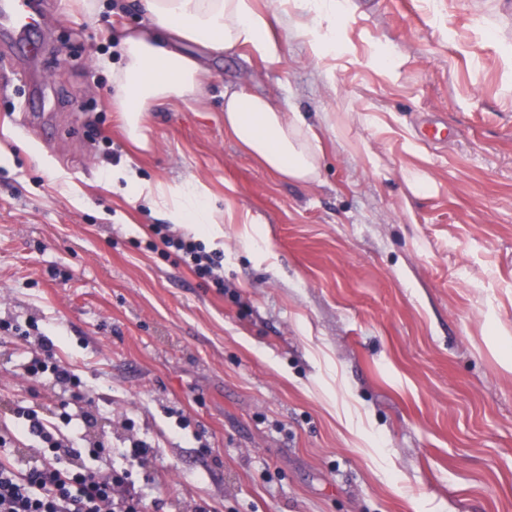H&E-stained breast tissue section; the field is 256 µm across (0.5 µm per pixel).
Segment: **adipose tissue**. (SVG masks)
Instances as JSON below:
<instances>
[{"instance_id": "1", "label": "adipose tissue", "mask_w": 512, "mask_h": 512, "mask_svg": "<svg viewBox=\"0 0 512 512\" xmlns=\"http://www.w3.org/2000/svg\"><path fill=\"white\" fill-rule=\"evenodd\" d=\"M150 26L123 36L122 66L112 75V106L129 139L149 149L144 109L154 101H193L204 92L208 76L200 63L177 51L175 40L213 51L245 47L263 60L280 57L271 34L272 19L252 0H138ZM224 129L272 173L295 182L318 176L320 146L305 128L301 113L285 111L271 96L228 87L224 90ZM137 195L171 213L178 224H202L218 234V219L206 207L207 187L188 182L179 187L135 183Z\"/></svg>"}]
</instances>
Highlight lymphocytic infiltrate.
<instances>
[{"instance_id":"f902f5d3","label":"lymphocytic infiltrate","mask_w":512,"mask_h":512,"mask_svg":"<svg viewBox=\"0 0 512 512\" xmlns=\"http://www.w3.org/2000/svg\"><path fill=\"white\" fill-rule=\"evenodd\" d=\"M157 233L198 277L223 287L220 263L192 237L167 224L159 225ZM18 416L26 431L46 444L48 453L40 463L19 470L3 454L7 440L0 435V512H144L145 504L130 484V468L103 476L77 465L80 450L63 445L35 412L22 408ZM119 487L125 488L124 497H115Z\"/></svg>"}]
</instances>
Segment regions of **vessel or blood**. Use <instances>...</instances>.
I'll list each match as a JSON object with an SVG mask.
<instances>
[{
	"mask_svg": "<svg viewBox=\"0 0 512 512\" xmlns=\"http://www.w3.org/2000/svg\"><path fill=\"white\" fill-rule=\"evenodd\" d=\"M43 13L36 0H0V33L8 36L4 55L24 53L38 56Z\"/></svg>",
	"mask_w": 512,
	"mask_h": 512,
	"instance_id": "vessel-or-blood-1",
	"label": "vessel or blood"
}]
</instances>
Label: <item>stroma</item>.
Instances as JSON below:
<instances>
[{
  "mask_svg": "<svg viewBox=\"0 0 512 512\" xmlns=\"http://www.w3.org/2000/svg\"><path fill=\"white\" fill-rule=\"evenodd\" d=\"M42 54L0 64V434L38 456L18 407L125 467L147 512H512V373L485 314L512 331V0H341L323 60L301 0L281 58L190 53L196 101L146 109L135 149L112 111L134 0H40ZM40 81L33 110L17 74ZM290 99L319 176L270 172L224 130V89ZM435 182L414 194L408 170ZM200 181L223 287L152 228L129 178ZM76 376L30 379L42 338Z\"/></svg>",
  "mask_w": 512,
  "mask_h": 512,
  "instance_id": "obj_1",
  "label": "stroma"
}]
</instances>
